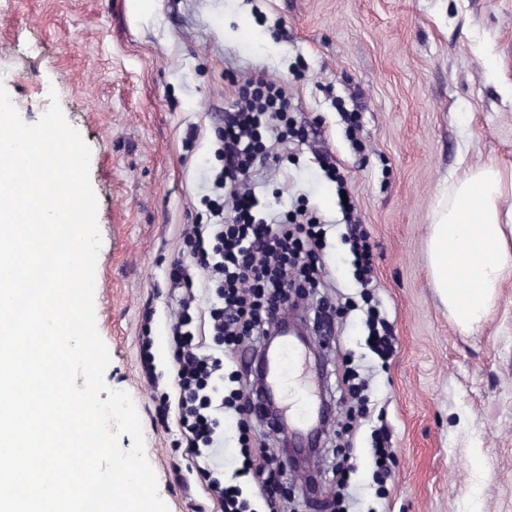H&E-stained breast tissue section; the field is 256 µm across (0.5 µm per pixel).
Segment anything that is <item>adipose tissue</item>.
I'll use <instances>...</instances> for the list:
<instances>
[{"label":"adipose tissue","mask_w":512,"mask_h":512,"mask_svg":"<svg viewBox=\"0 0 512 512\" xmlns=\"http://www.w3.org/2000/svg\"><path fill=\"white\" fill-rule=\"evenodd\" d=\"M512 171L485 163L449 181L433 210L432 284L453 322L480 325L512 275Z\"/></svg>","instance_id":"ef3b65f1"}]
</instances>
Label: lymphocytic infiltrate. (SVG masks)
I'll return each mask as SVG.
<instances>
[{
	"label": "lymphocytic infiltrate",
	"instance_id": "obj_1",
	"mask_svg": "<svg viewBox=\"0 0 512 512\" xmlns=\"http://www.w3.org/2000/svg\"><path fill=\"white\" fill-rule=\"evenodd\" d=\"M288 96L271 80L250 81L235 94L224 113L220 132L224 169L219 184L247 181L267 156L260 132L265 113L285 114ZM258 200L252 193L233 192L232 222L224 220L223 204L211 208L212 221L185 232L190 264L172 265L169 281L180 290L169 329L172 347L170 377L177 395V423L189 469L205 486L219 512H275L283 495L282 472L267 449H251L248 430L238 436L242 463L229 478L215 475L212 455L224 445V412L234 409L242 388L256 386L251 367L225 372L223 349L252 340L258 357L269 336V324L289 299L304 296L317 270L312 258L323 231L316 216L296 214L287 223L254 221ZM207 318L216 349L204 353L197 320Z\"/></svg>",
	"mask_w": 512,
	"mask_h": 512
}]
</instances>
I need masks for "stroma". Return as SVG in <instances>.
<instances>
[{
  "mask_svg": "<svg viewBox=\"0 0 512 512\" xmlns=\"http://www.w3.org/2000/svg\"><path fill=\"white\" fill-rule=\"evenodd\" d=\"M0 60L23 121L55 91L91 148L105 381L133 399L169 512L214 510L188 478L176 419L157 414L171 390L168 271L189 257L187 225L209 215L232 90L261 76L285 87L293 134L275 121L263 134L272 160L254 216L320 218V284L298 305L342 307L324 350L334 421L312 466L287 471L284 512H333L344 492L353 512H512V277L487 321L464 330L426 258L444 183L486 162L512 170V0H0ZM344 192L373 250L366 288L344 239ZM368 302L392 327L385 360L366 346ZM349 370L368 381L367 414L343 383ZM378 438L392 452L384 476L369 455ZM350 463L339 485L336 467Z\"/></svg>",
  "mask_w": 512,
  "mask_h": 512,
  "instance_id": "obj_1",
  "label": "stroma"
}]
</instances>
